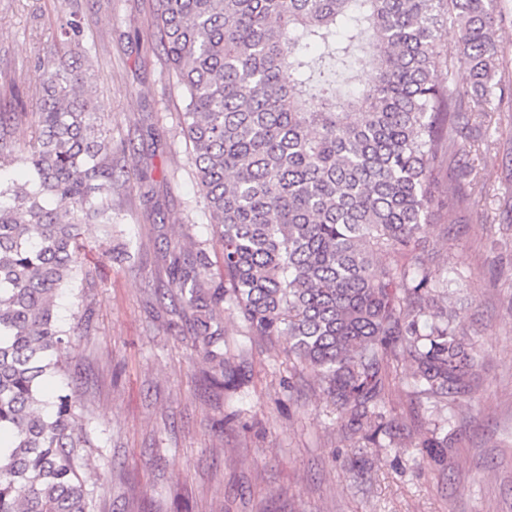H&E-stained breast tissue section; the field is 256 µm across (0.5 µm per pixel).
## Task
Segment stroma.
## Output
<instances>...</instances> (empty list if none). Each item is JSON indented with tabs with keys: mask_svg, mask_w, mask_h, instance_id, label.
<instances>
[{
	"mask_svg": "<svg viewBox=\"0 0 512 512\" xmlns=\"http://www.w3.org/2000/svg\"><path fill=\"white\" fill-rule=\"evenodd\" d=\"M154 8L0 0V112L16 106L12 80L34 104L37 56L76 20L88 92L112 143V247L86 226L89 275L57 307L75 330L72 372L47 383L69 382L83 400L93 512H512V120L465 126L483 142L461 158L474 175L454 213L435 212L424 227L443 274L462 279L447 307L475 358L450 415L458 442L441 468L420 460L434 418L407 360L389 377L386 408L402 429L387 448L350 435L316 375L238 317H223L224 346L243 382H211L167 264L205 250L213 269L200 284L211 290L222 246L182 131L181 93L151 40Z\"/></svg>",
	"mask_w": 512,
	"mask_h": 512,
	"instance_id": "1",
	"label": "stroma"
}]
</instances>
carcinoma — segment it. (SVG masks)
<instances>
[{
	"label": "carcinoma",
	"mask_w": 512,
	"mask_h": 512,
	"mask_svg": "<svg viewBox=\"0 0 512 512\" xmlns=\"http://www.w3.org/2000/svg\"><path fill=\"white\" fill-rule=\"evenodd\" d=\"M500 0H157L151 36L182 90L183 131L222 243L218 288L172 255L212 382H237L224 354L220 307L249 331L285 344L346 414L352 434L377 446L394 436L385 413L391 365L410 359L429 398L469 383L466 332L432 312L454 280L419 250L436 174L459 144L464 112H512V77L496 32ZM457 30L442 44V27ZM40 61L37 136L10 150L22 100L0 120V162L26 166L0 181V512H91L93 443L73 394L49 400L45 377L65 373L70 335L58 296L82 272L83 227L112 238V145L86 96L74 26ZM367 61L374 75L340 95L336 73ZM471 83L453 87L455 63ZM382 255L397 257L381 263ZM453 432L420 442L422 460L448 464Z\"/></svg>",
	"instance_id": "cac0c4a2"
}]
</instances>
